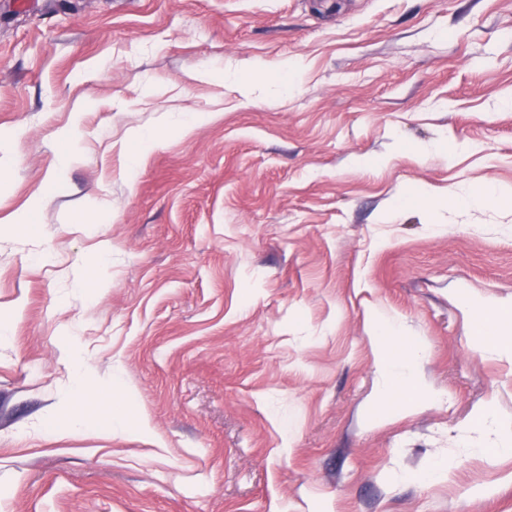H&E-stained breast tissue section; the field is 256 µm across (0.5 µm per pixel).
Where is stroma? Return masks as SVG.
I'll list each match as a JSON object with an SVG mask.
<instances>
[{"instance_id":"obj_1","label":"stroma","mask_w":512,"mask_h":512,"mask_svg":"<svg viewBox=\"0 0 512 512\" xmlns=\"http://www.w3.org/2000/svg\"><path fill=\"white\" fill-rule=\"evenodd\" d=\"M4 155L0 512H512V199L417 202L512 188V0H0ZM71 339L148 432L55 431ZM371 325L374 336H369L374 346L383 353V348L386 344V337L380 336L385 334H394L398 326L391 319L384 317L381 312L374 310L371 314ZM419 355L416 353L411 360L407 361L400 377L406 380L413 388L422 391L426 401L434 400L437 398V395L426 385L424 377L419 370Z\"/></svg>"}]
</instances>
